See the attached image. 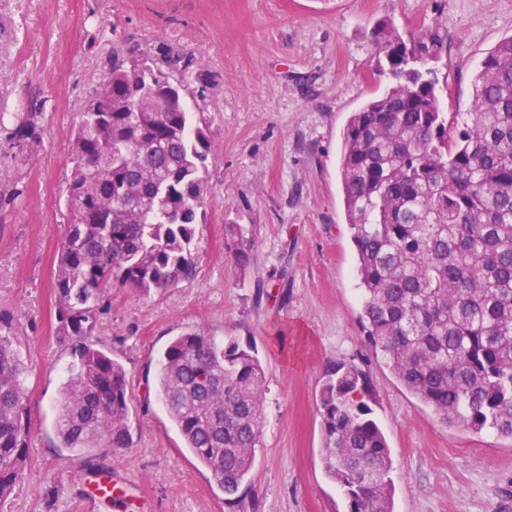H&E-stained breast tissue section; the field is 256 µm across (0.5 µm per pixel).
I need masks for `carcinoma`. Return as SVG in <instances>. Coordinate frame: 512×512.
<instances>
[{"label": "carcinoma", "instance_id": "obj_1", "mask_svg": "<svg viewBox=\"0 0 512 512\" xmlns=\"http://www.w3.org/2000/svg\"><path fill=\"white\" fill-rule=\"evenodd\" d=\"M445 21L405 40L374 33V75L388 86L349 117L340 177L356 252L361 324L373 355L440 423L512 439V37L487 53L468 112L442 111L435 64ZM129 52L89 100L71 143L68 224L54 275L56 318L76 366L56 399L61 447L129 448L124 366L89 338L113 288L143 296L198 274L210 203L206 126L183 98L144 89ZM31 118L18 145L37 138ZM245 272L254 240L224 225ZM26 367L0 336V505L29 459ZM266 376L258 350L205 327L156 364V397L186 448L232 500L255 461ZM366 362L326 370L322 460L347 512H393V459Z\"/></svg>", "mask_w": 512, "mask_h": 512}]
</instances>
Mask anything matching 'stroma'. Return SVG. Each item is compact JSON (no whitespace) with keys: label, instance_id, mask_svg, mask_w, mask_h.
Returning a JSON list of instances; mask_svg holds the SVG:
<instances>
[{"label":"stroma","instance_id":"35a3bbf8","mask_svg":"<svg viewBox=\"0 0 512 512\" xmlns=\"http://www.w3.org/2000/svg\"><path fill=\"white\" fill-rule=\"evenodd\" d=\"M445 19L447 112L472 105L486 54L512 36V0H0V113L31 117L18 148L0 125V319L28 368L31 463L11 512H346L322 464L318 396L330 364L367 349L339 172L343 128L384 83L372 31ZM148 58L203 116L211 204L195 279L144 297L115 288L95 333L127 372L128 448L96 466L61 448L54 402L74 362L57 328L56 256L70 139L116 56ZM255 247L237 274L224 227ZM197 325L255 343L263 433L234 503L153 394L156 359ZM370 374L394 460V512H512V439L442 425L382 360ZM127 493L92 500L96 472Z\"/></svg>","mask_w":512,"mask_h":512}]
</instances>
